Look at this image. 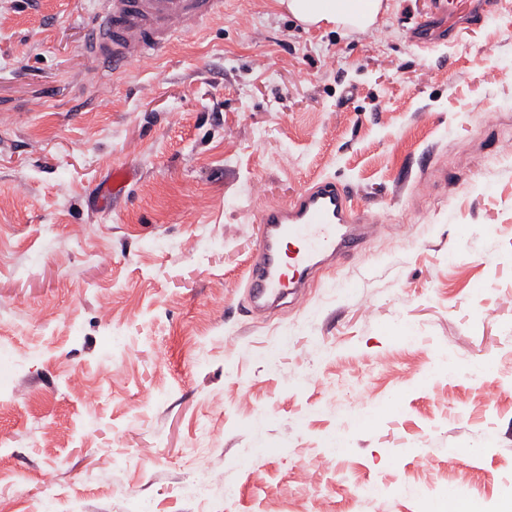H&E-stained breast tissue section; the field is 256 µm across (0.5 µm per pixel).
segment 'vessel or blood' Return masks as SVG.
I'll use <instances>...</instances> for the list:
<instances>
[{
  "label": "vessel or blood",
  "mask_w": 512,
  "mask_h": 512,
  "mask_svg": "<svg viewBox=\"0 0 512 512\" xmlns=\"http://www.w3.org/2000/svg\"><path fill=\"white\" fill-rule=\"evenodd\" d=\"M224 0H98L85 53L93 74L102 77L147 59L179 34L193 35L222 16ZM440 26L417 25L423 44L457 38L463 23L482 18L476 0H441ZM350 191L331 180L305 188L290 203L267 204L260 213L262 233L247 270L252 300L270 301L301 290L320 259L359 247Z\"/></svg>",
  "instance_id": "1"
}]
</instances>
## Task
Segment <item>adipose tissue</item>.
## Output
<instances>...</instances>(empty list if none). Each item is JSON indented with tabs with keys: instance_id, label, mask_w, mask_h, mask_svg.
Instances as JSON below:
<instances>
[{
	"instance_id": "1",
	"label": "adipose tissue",
	"mask_w": 512,
	"mask_h": 512,
	"mask_svg": "<svg viewBox=\"0 0 512 512\" xmlns=\"http://www.w3.org/2000/svg\"><path fill=\"white\" fill-rule=\"evenodd\" d=\"M304 26L332 25L346 32H364L381 26L386 0H277Z\"/></svg>"
}]
</instances>
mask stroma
I'll return each mask as SVG.
<instances>
[{
	"label": "stroma",
	"mask_w": 512,
	"mask_h": 512,
	"mask_svg": "<svg viewBox=\"0 0 512 512\" xmlns=\"http://www.w3.org/2000/svg\"><path fill=\"white\" fill-rule=\"evenodd\" d=\"M276 0L92 80L97 0H0V512H419L512 478V7L429 48ZM129 180L112 192V172ZM346 186L359 248L255 310L259 215ZM438 360L452 369L430 373ZM503 382L498 409L477 398ZM368 387L382 411L359 412ZM209 449L210 498L187 496ZM312 483L294 477L315 454ZM433 459L423 471L417 459ZM360 483L392 487L356 497Z\"/></svg>",
	"instance_id": "35a3bbf8"
}]
</instances>
